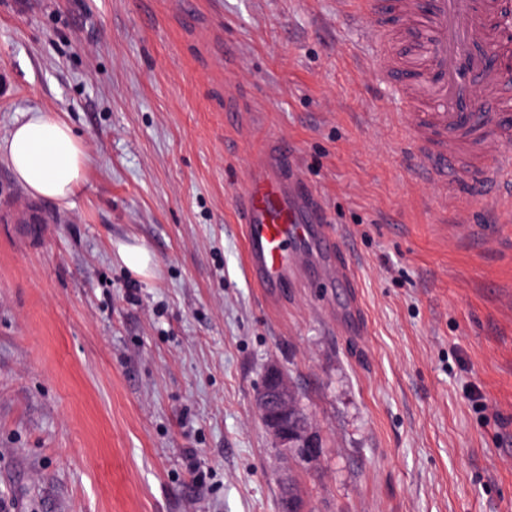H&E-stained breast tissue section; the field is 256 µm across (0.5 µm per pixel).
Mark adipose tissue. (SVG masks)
<instances>
[{"mask_svg":"<svg viewBox=\"0 0 512 512\" xmlns=\"http://www.w3.org/2000/svg\"><path fill=\"white\" fill-rule=\"evenodd\" d=\"M15 180L31 195L60 203L82 183L91 163L83 140L56 112L27 113L0 142Z\"/></svg>","mask_w":512,"mask_h":512,"instance_id":"ef3b65f1","label":"adipose tissue"}]
</instances>
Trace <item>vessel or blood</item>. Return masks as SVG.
<instances>
[{"mask_svg": "<svg viewBox=\"0 0 512 512\" xmlns=\"http://www.w3.org/2000/svg\"><path fill=\"white\" fill-rule=\"evenodd\" d=\"M350 22L365 29L374 72L398 85L414 143V171L441 194L455 192L462 147L485 156L471 192L500 205L512 176V12L500 0H433L419 13L415 0H359ZM496 109L478 108L479 99ZM295 147L271 141L233 200L243 226L245 268L267 295H282L320 259L342 288L356 286L346 243L325 222L321 205L295 175Z\"/></svg>", "mask_w": 512, "mask_h": 512, "instance_id": "obj_1", "label": "vessel or blood"}]
</instances>
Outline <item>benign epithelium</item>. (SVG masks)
Here are the masks:
<instances>
[{"label":"benign epithelium","instance_id":"obj_1","mask_svg":"<svg viewBox=\"0 0 512 512\" xmlns=\"http://www.w3.org/2000/svg\"><path fill=\"white\" fill-rule=\"evenodd\" d=\"M254 406L272 446L296 462L319 454L320 435L299 409L288 376L276 364L264 371Z\"/></svg>","mask_w":512,"mask_h":512}]
</instances>
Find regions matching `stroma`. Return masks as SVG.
Masks as SVG:
<instances>
[{"label": "stroma", "instance_id": "stroma-1", "mask_svg": "<svg viewBox=\"0 0 512 512\" xmlns=\"http://www.w3.org/2000/svg\"><path fill=\"white\" fill-rule=\"evenodd\" d=\"M346 0H0V140L60 113L68 204L0 162V495L17 512H512V213L442 203ZM345 240L367 333L310 276L267 301L232 201L266 140ZM49 216L33 229L28 210ZM144 243L158 267L126 269ZM323 448L254 409L268 365ZM118 260L131 272L151 277L156 263L151 252L139 243H119L116 248ZM296 397L305 412L303 397L298 392ZM297 402L288 376L278 365H269L254 397L255 409L272 446L296 462H307L319 454L322 442Z\"/></svg>", "mask_w": 512, "mask_h": 512}]
</instances>
